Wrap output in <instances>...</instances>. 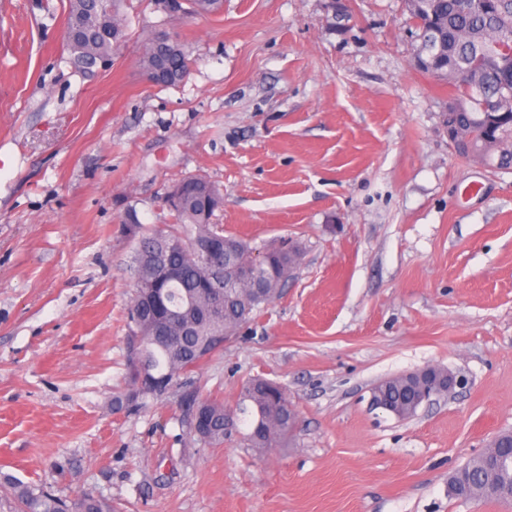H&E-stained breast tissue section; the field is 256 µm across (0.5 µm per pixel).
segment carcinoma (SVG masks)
Wrapping results in <instances>:
<instances>
[{
  "label": "carcinoma",
  "mask_w": 512,
  "mask_h": 512,
  "mask_svg": "<svg viewBox=\"0 0 512 512\" xmlns=\"http://www.w3.org/2000/svg\"><path fill=\"white\" fill-rule=\"evenodd\" d=\"M417 23L418 69L448 87V102L458 112L457 154L498 171H512V0H407ZM118 0H69L68 25H79L67 42L71 64L92 73L102 59H112L125 37ZM482 69L472 87L458 83V73L476 56ZM164 57L173 86L187 76L191 59L182 44L161 48L154 36L141 45L140 67ZM181 201L174 207L179 223L172 229L132 232L140 235L134 258V294L126 336L128 387L113 394L112 407L122 411L147 398H161L182 375H190L224 350L249 323L254 311L276 297L298 263L294 244L256 245L224 234L212 223L224 198L202 176L175 185ZM213 239L232 244L221 264L198 265L193 245ZM261 257L258 275L246 269ZM224 284L230 299L216 294L213 281ZM393 404L409 398L405 385L377 384ZM182 421L196 443L221 447L237 438L249 448H274L296 425L297 413L282 386L261 377L240 388L235 407L204 397L193 386L180 395ZM458 483L449 496L466 501L512 504V462L491 463L480 454L453 471ZM0 487L10 491L20 512H114L112 504L86 495L69 504L51 492L0 474Z\"/></svg>",
  "instance_id": "1"
}]
</instances>
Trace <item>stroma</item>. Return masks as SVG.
Instances as JSON below:
<instances>
[{
  "mask_svg": "<svg viewBox=\"0 0 512 512\" xmlns=\"http://www.w3.org/2000/svg\"><path fill=\"white\" fill-rule=\"evenodd\" d=\"M68 0H0V472L120 512H512L448 474L512 429V173L448 144V98L414 65L405 0H224L167 17L123 0L127 37L86 74ZM192 59L138 64L151 32ZM201 175L214 223L299 244L279 296L196 377L233 405L260 376L299 419L284 448L195 443L176 394L112 409L126 374L130 227L163 228ZM463 375L397 419L377 382ZM158 56L164 57L167 69V77L158 86H173L184 80L187 76L191 59L184 46L178 42L177 45L168 49H162L153 35H148L142 42L139 65L149 67Z\"/></svg>",
  "mask_w": 512,
  "mask_h": 512,
  "instance_id": "obj_1",
  "label": "stroma"
}]
</instances>
